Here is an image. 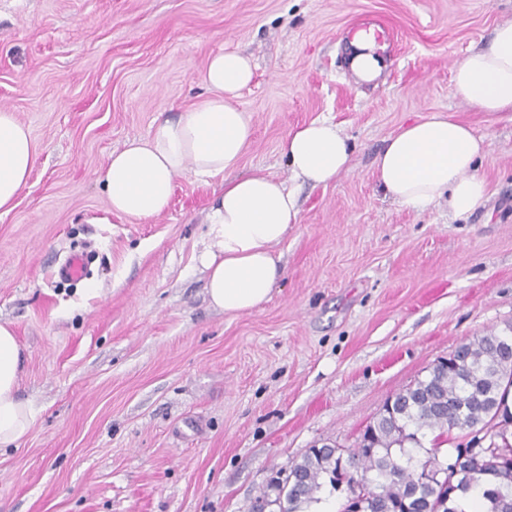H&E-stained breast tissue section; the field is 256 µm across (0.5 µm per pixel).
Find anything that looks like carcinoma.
<instances>
[{
	"instance_id": "obj_1",
	"label": "carcinoma",
	"mask_w": 512,
	"mask_h": 512,
	"mask_svg": "<svg viewBox=\"0 0 512 512\" xmlns=\"http://www.w3.org/2000/svg\"><path fill=\"white\" fill-rule=\"evenodd\" d=\"M512 324L463 342L455 357L438 361L369 421L352 448L308 449L288 476L268 485L278 512H305L317 494L357 486L358 500L342 508L362 512H463L457 499L481 494L485 512H512ZM466 451L441 444L452 434ZM430 446H425V443ZM360 461V478L345 473L341 455Z\"/></svg>"
}]
</instances>
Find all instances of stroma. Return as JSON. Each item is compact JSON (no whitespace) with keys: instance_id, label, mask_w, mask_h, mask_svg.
Instances as JSON below:
<instances>
[{"instance_id":"stroma-1","label":"stroma","mask_w":512,"mask_h":512,"mask_svg":"<svg viewBox=\"0 0 512 512\" xmlns=\"http://www.w3.org/2000/svg\"><path fill=\"white\" fill-rule=\"evenodd\" d=\"M384 22L380 77L348 30ZM512 22V0H0V108L39 151L0 216V322L38 417L0 451V512H250L308 448L353 447L388 398L462 342L512 323V116L453 97L454 63ZM255 66L237 104L239 175L283 180L291 128L332 119L352 146L302 186L260 308L208 301L201 256L221 178L180 176L166 213L113 214L97 173L127 139L207 93L210 56ZM454 113L485 139L467 218L387 199L373 162L405 123ZM91 254L84 280L57 271ZM354 53L350 66L358 75L366 80L376 78L381 70L382 64L379 56L375 53V45L371 42L352 41Z\"/></svg>"}]
</instances>
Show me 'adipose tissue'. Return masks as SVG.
<instances>
[{
  "label": "adipose tissue",
  "instance_id": "adipose-tissue-1",
  "mask_svg": "<svg viewBox=\"0 0 512 512\" xmlns=\"http://www.w3.org/2000/svg\"><path fill=\"white\" fill-rule=\"evenodd\" d=\"M252 78L250 57L229 50L214 54L203 74L206 96L177 120H155L147 137L127 140L98 173L113 213L137 220L167 211L175 180L185 171L202 180L223 176L207 214L202 264L211 305L233 314L266 303L283 275L276 249L299 221L296 182L328 185L348 171L351 159L340 128L323 118L290 129L282 140L290 181L239 175L252 126L235 100ZM452 92L478 111L512 112V22L499 25L486 46L455 65ZM484 143L453 115L435 114L390 135L374 160V174L392 203L423 210L444 201L449 212L463 217L487 192L476 173ZM36 163L28 129L1 108L0 215L14 209ZM23 361L13 328L0 323V449L19 446L36 420V410L18 395Z\"/></svg>",
  "mask_w": 512,
  "mask_h": 512
}]
</instances>
